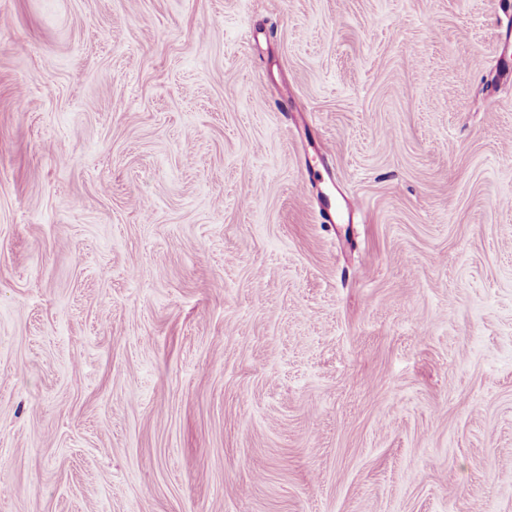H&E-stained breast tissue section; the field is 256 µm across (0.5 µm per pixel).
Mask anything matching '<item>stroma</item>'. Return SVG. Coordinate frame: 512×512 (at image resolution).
<instances>
[{
	"label": "stroma",
	"mask_w": 512,
	"mask_h": 512,
	"mask_svg": "<svg viewBox=\"0 0 512 512\" xmlns=\"http://www.w3.org/2000/svg\"><path fill=\"white\" fill-rule=\"evenodd\" d=\"M1 483L512 512V0H0Z\"/></svg>",
	"instance_id": "35a3bbf8"
}]
</instances>
